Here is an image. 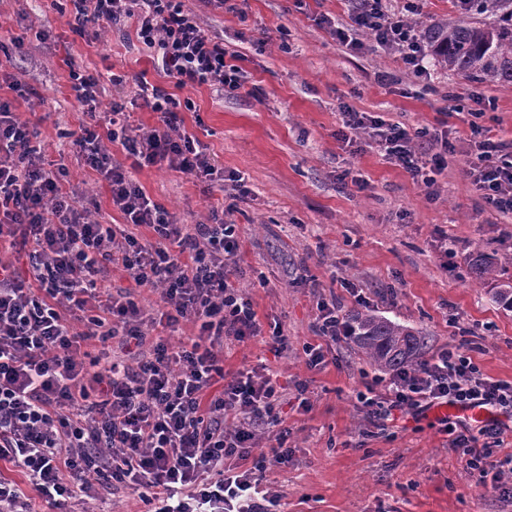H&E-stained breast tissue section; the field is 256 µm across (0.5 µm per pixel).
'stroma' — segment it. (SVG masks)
Here are the masks:
<instances>
[{
    "label": "stroma",
    "mask_w": 512,
    "mask_h": 512,
    "mask_svg": "<svg viewBox=\"0 0 512 512\" xmlns=\"http://www.w3.org/2000/svg\"><path fill=\"white\" fill-rule=\"evenodd\" d=\"M205 30L236 56L246 75L235 91L171 89L185 129L217 164L224 181L208 184L167 167L134 176L177 222L199 224L234 206L240 246L236 284L250 298L262 334L224 348V373L275 370L287 388L305 384L310 409L287 397L290 455L268 467L262 484L288 512H512V496L485 487L450 448L439 424L455 410L378 432L358 399L391 375L369 364L351 339L336 342L324 364L306 362L317 342L320 303L340 317L373 311L410 328L425 355L465 350L481 372L512 381V311L476 279V253L503 259L512 280V218L489 207L466 171L473 126L512 145V84L489 86L429 67L418 75L396 53L356 31L339 42L321 17L349 28L350 0H247L245 17L187 0ZM70 0H0V59L29 92L0 87L17 117L36 130L47 160L63 162L67 190L94 216L123 223L107 184L81 162L67 131L90 116L75 99L70 70L99 79V105L125 103L132 128L158 116L111 78L145 74L169 86L135 34L104 27L95 39L74 34ZM491 100L478 110L476 98ZM388 123L445 132L453 150L432 187L417 183L377 144L358 152L340 140L343 105ZM288 347L273 352L274 327Z\"/></svg>",
    "instance_id": "obj_1"
}]
</instances>
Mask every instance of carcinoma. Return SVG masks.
Segmentation results:
<instances>
[{"instance_id":"carcinoma-1","label":"carcinoma","mask_w":512,"mask_h":512,"mask_svg":"<svg viewBox=\"0 0 512 512\" xmlns=\"http://www.w3.org/2000/svg\"><path fill=\"white\" fill-rule=\"evenodd\" d=\"M457 16L432 21L423 37L436 65L488 85L512 83V0H456ZM472 269L498 277V262L479 254ZM350 339L368 362L392 371L422 364L423 341L407 327L370 311L349 316Z\"/></svg>"}]
</instances>
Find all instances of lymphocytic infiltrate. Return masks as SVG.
Instances as JSON below:
<instances>
[{"mask_svg": "<svg viewBox=\"0 0 512 512\" xmlns=\"http://www.w3.org/2000/svg\"><path fill=\"white\" fill-rule=\"evenodd\" d=\"M386 0H354V28L373 34L410 66L425 53L419 35ZM72 29L83 37L102 25L131 26L145 54L176 87H242L241 67L203 28L184 0H71ZM136 95L157 112L160 124L134 132L122 104L73 132L84 165L110 188L112 205L126 223L153 230L154 239L122 233L81 207L48 168L26 123L0 98V231L20 236L35 259L26 271L0 262V459L20 469L54 512H72L82 494L107 498L126 489L146 490L155 512H285L280 499L261 486L259 474L288 462L279 427L286 388L273 374L239 372L224 378L225 342L260 336L249 298L232 282L228 267L239 249L232 208L207 224L177 223L147 196L131 170L109 150L121 144L136 167L167 166L209 182L224 171L199 140L183 129L174 99L144 74ZM341 140L354 145L361 131L413 177L432 185L426 169L448 164L446 136L426 129L385 125L345 107ZM476 152L467 174L486 191L498 213L512 215V160L504 144L476 126ZM123 245H116V238ZM114 265L137 286L159 292L154 316L131 298L101 299V282ZM87 313L85 331L67 310ZM198 332L179 343L181 323ZM119 337L147 347L149 356L131 366L101 350L91 362L83 342ZM371 424L387 430L407 417L438 406L486 410L484 420L459 419L446 426L451 446L469 469L487 466L512 473V451L496 447L512 421V382L483 376L469 357L443 351L416 368L397 371L389 386L363 396ZM234 421L225 429V421ZM274 428L271 455L253 457L257 427ZM245 462L244 470L229 461Z\"/></svg>", "mask_w": 512, "mask_h": 512, "instance_id": "1", "label": "lymphocytic infiltrate"}]
</instances>
